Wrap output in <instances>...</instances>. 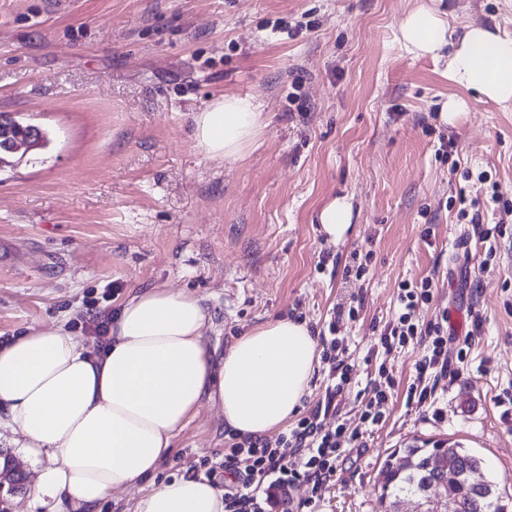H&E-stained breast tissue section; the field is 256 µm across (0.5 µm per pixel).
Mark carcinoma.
<instances>
[{"mask_svg":"<svg viewBox=\"0 0 512 512\" xmlns=\"http://www.w3.org/2000/svg\"><path fill=\"white\" fill-rule=\"evenodd\" d=\"M30 130L29 123L14 117L6 123L0 122V165L7 163V158L13 156L12 146L17 137L29 134ZM403 457L413 460L412 468L406 470L401 467ZM433 459L441 460L444 467L461 474L460 507L457 512H506V506L501 504V496L489 479L482 459L468 448L444 442L410 445L403 449V456L394 453L388 457L383 466V482L379 494V503L384 512H396L400 500L422 496L432 487L440 477V474L429 468ZM473 477L482 480L485 488V494L480 500L471 494Z\"/></svg>","mask_w":512,"mask_h":512,"instance_id":"obj_1","label":"carcinoma"}]
</instances>
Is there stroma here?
<instances>
[{"instance_id": "stroma-1", "label": "stroma", "mask_w": 512, "mask_h": 512, "mask_svg": "<svg viewBox=\"0 0 512 512\" xmlns=\"http://www.w3.org/2000/svg\"><path fill=\"white\" fill-rule=\"evenodd\" d=\"M421 4L452 36L479 24L512 37V0H0V112L48 138L0 168V337L63 321L92 347L90 311L172 288L206 306L218 360L261 323L289 317L320 333L352 305L340 335L357 382L340 400L365 445L323 486L321 512H378L384 459L426 440L475 451L512 507V421L497 404L512 392V101L479 99L449 80L447 58L398 45ZM224 93L264 117L237 160L193 139L194 114ZM451 97L466 108L449 124ZM337 198L351 228L335 242L319 215ZM464 199L479 202L489 239L459 217ZM356 259L365 273L346 277ZM425 277L438 290L416 309L419 326L445 312L454 337L456 316L483 320L428 411L406 404L419 349L367 355L400 282ZM382 364L394 386L367 429L363 386ZM6 419L0 457L23 483L0 486V512H52L33 499L34 464ZM232 442L217 401L203 402L161 474L194 468L224 484Z\"/></svg>"}]
</instances>
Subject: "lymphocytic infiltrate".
I'll return each mask as SVG.
<instances>
[{
  "instance_id": "f902f5d3",
  "label": "lymphocytic infiltrate",
  "mask_w": 512,
  "mask_h": 512,
  "mask_svg": "<svg viewBox=\"0 0 512 512\" xmlns=\"http://www.w3.org/2000/svg\"><path fill=\"white\" fill-rule=\"evenodd\" d=\"M434 296L432 278L402 281L398 311L378 336L380 347L388 353L398 347L421 349L416 378L406 397L407 405L418 408L431 404L433 380L446 377L453 361L465 360L482 327L481 319H473L472 329L460 341L456 355H449L447 316L437 317L423 327L414 319L419 305L431 303ZM336 315V321L328 325V337L321 340V360L328 367L323 399L275 439L245 436L232 444L224 456V470L235 475L238 483L224 494L225 512H273L299 483L309 489L304 505L313 512L319 505L323 485L335 475L348 449L362 447V433L348 430L341 420L339 397L353 383L354 376L352 366L339 357L336 337L338 319H355L357 311L340 306Z\"/></svg>"
}]
</instances>
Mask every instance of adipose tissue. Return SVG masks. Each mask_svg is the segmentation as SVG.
Returning a JSON list of instances; mask_svg holds the SVG:
<instances>
[{"label": "adipose tissue", "mask_w": 512, "mask_h": 512, "mask_svg": "<svg viewBox=\"0 0 512 512\" xmlns=\"http://www.w3.org/2000/svg\"><path fill=\"white\" fill-rule=\"evenodd\" d=\"M415 56L448 54L450 81L494 102L512 101V38L471 26L456 43L427 6L396 32ZM254 103L222 94L193 117L196 147L236 160L262 128ZM207 311L186 291L150 288L114 313L105 346L92 349L60 326L0 342V409L34 459L36 501H67L96 512L115 491L144 485L132 512H224V491L205 476L159 479L175 434L203 400L221 404L239 435L265 437L297 411L318 364L306 323L278 318L240 336L213 361L204 340Z\"/></svg>", "instance_id": "1"}]
</instances>
